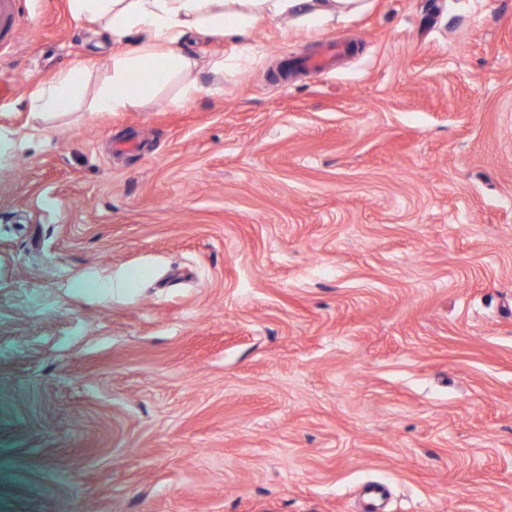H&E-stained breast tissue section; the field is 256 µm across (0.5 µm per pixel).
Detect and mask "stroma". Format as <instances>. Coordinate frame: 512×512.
<instances>
[{"instance_id": "stroma-1", "label": "stroma", "mask_w": 512, "mask_h": 512, "mask_svg": "<svg viewBox=\"0 0 512 512\" xmlns=\"http://www.w3.org/2000/svg\"><path fill=\"white\" fill-rule=\"evenodd\" d=\"M18 7L0 512H512V0L191 35L122 112L89 103L125 44ZM83 78L80 67L59 72L48 85L31 94L30 112L40 119L68 112L82 94Z\"/></svg>"}]
</instances>
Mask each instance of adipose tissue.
Masks as SVG:
<instances>
[{
    "label": "adipose tissue",
    "instance_id": "ef3b65f1",
    "mask_svg": "<svg viewBox=\"0 0 512 512\" xmlns=\"http://www.w3.org/2000/svg\"><path fill=\"white\" fill-rule=\"evenodd\" d=\"M76 18L104 25L114 40L133 48L113 56L90 101L94 112H121L196 62L180 45L191 33L224 39L245 36L258 21L294 17L318 25L336 13L358 8L360 0H70ZM84 73L74 67L59 72L30 96L34 117L69 111L83 90Z\"/></svg>",
    "mask_w": 512,
    "mask_h": 512
}]
</instances>
